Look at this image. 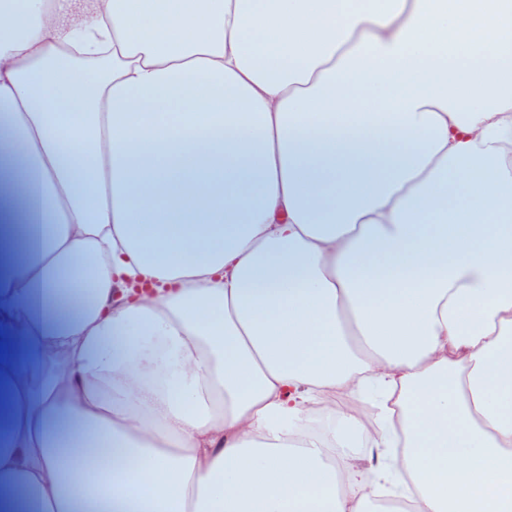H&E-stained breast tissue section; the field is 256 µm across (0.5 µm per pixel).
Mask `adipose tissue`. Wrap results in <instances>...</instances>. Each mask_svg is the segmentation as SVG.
<instances>
[{
  "mask_svg": "<svg viewBox=\"0 0 512 512\" xmlns=\"http://www.w3.org/2000/svg\"><path fill=\"white\" fill-rule=\"evenodd\" d=\"M511 146L512 0H0V512H512Z\"/></svg>",
  "mask_w": 512,
  "mask_h": 512,
  "instance_id": "obj_1",
  "label": "adipose tissue"
}]
</instances>
